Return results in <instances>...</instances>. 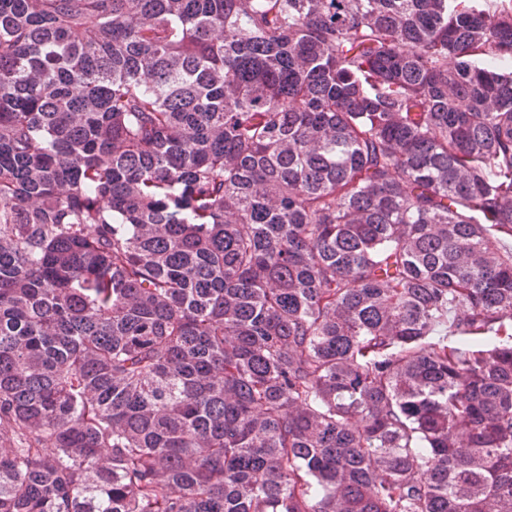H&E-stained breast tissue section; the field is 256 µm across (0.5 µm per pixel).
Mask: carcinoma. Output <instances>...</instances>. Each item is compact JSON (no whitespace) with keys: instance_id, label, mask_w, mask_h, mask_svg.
I'll use <instances>...</instances> for the list:
<instances>
[{"instance_id":"cac0c4a2","label":"carcinoma","mask_w":512,"mask_h":512,"mask_svg":"<svg viewBox=\"0 0 512 512\" xmlns=\"http://www.w3.org/2000/svg\"><path fill=\"white\" fill-rule=\"evenodd\" d=\"M512 0H0V512H512Z\"/></svg>"}]
</instances>
